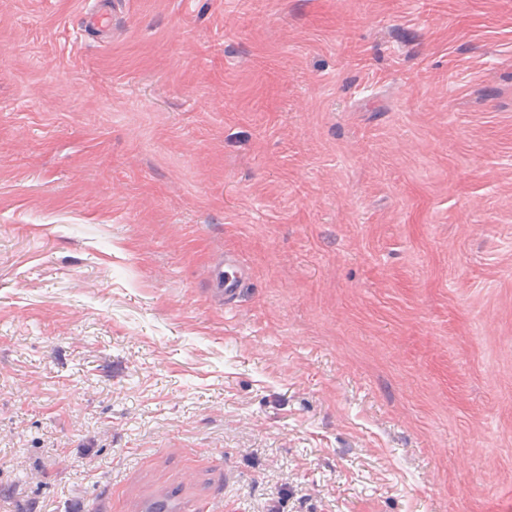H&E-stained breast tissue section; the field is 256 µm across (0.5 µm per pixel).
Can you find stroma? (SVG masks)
Instances as JSON below:
<instances>
[{"instance_id": "1", "label": "stroma", "mask_w": 512, "mask_h": 512, "mask_svg": "<svg viewBox=\"0 0 512 512\" xmlns=\"http://www.w3.org/2000/svg\"><path fill=\"white\" fill-rule=\"evenodd\" d=\"M88 7L0 0L11 512H512V0Z\"/></svg>"}]
</instances>
